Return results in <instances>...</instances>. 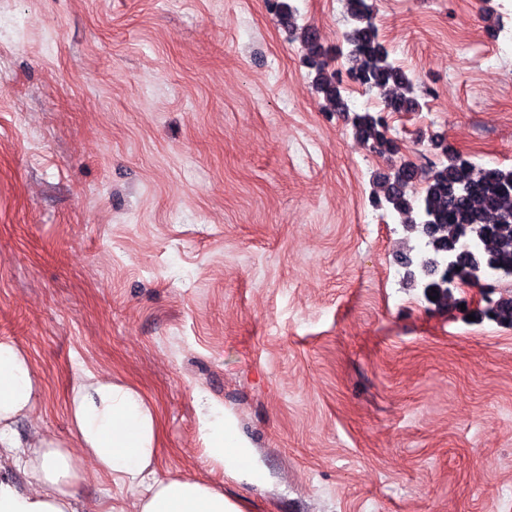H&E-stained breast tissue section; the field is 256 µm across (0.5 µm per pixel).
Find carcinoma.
Masks as SVG:
<instances>
[{
	"instance_id": "carcinoma-1",
	"label": "carcinoma",
	"mask_w": 512,
	"mask_h": 512,
	"mask_svg": "<svg viewBox=\"0 0 512 512\" xmlns=\"http://www.w3.org/2000/svg\"><path fill=\"white\" fill-rule=\"evenodd\" d=\"M349 28L335 48H326L315 29L289 25L291 38L307 50L306 63L315 71L313 87L323 95L333 112L344 113L354 136L369 150L392 155L396 140L383 112H409L419 106L414 96L415 80L392 57L376 23V0H345ZM346 57L361 65L350 70L351 77L367 93L382 90L384 111L351 109L343 96L341 71L330 69L333 57ZM445 160L434 164L422 183L417 170L401 164L391 176L373 183L370 202L378 209L400 215L401 223L418 230L424 241L406 257L409 275L425 279V296L435 302L454 301L446 280L447 270L466 284H477L485 271L459 266L450 246L465 234L474 242L475 252L490 267L512 268V167L480 163L473 156L442 147ZM479 315L512 328V299L487 302Z\"/></svg>"
}]
</instances>
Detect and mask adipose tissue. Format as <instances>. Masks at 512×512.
I'll return each instance as SVG.
<instances>
[{
    "label": "adipose tissue",
    "mask_w": 512,
    "mask_h": 512,
    "mask_svg": "<svg viewBox=\"0 0 512 512\" xmlns=\"http://www.w3.org/2000/svg\"><path fill=\"white\" fill-rule=\"evenodd\" d=\"M41 396V383L29 353L0 340V449L29 474L36 490L0 477V512H75L72 488L83 461L97 474L130 489H145L140 512H241L223 492L190 477L159 479L153 464L160 448L158 420L142 394L111 377L86 374L75 383L67 409L74 447L44 437L21 440L17 422L30 416ZM209 455L224 472L257 484L265 473L252 447L231 419L200 417ZM80 455H73V448Z\"/></svg>",
    "instance_id": "1"
}]
</instances>
